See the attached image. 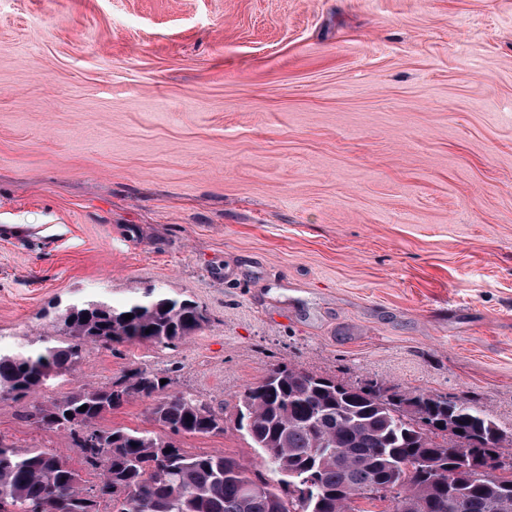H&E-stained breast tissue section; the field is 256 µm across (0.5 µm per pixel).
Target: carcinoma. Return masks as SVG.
I'll return each instance as SVG.
<instances>
[{"label": "carcinoma", "instance_id": "1", "mask_svg": "<svg viewBox=\"0 0 512 512\" xmlns=\"http://www.w3.org/2000/svg\"><path fill=\"white\" fill-rule=\"evenodd\" d=\"M206 321L195 302L155 287L122 305L63 308L54 322L64 335L41 339L37 351L0 348V401L72 373L89 343L176 346ZM161 379L138 368L109 385H82L33 405L28 418L69 432L103 479L90 493L57 455L0 441V512H98L105 496L112 512H367L359 499L387 500L390 512H512V466L495 479L484 466L489 454L512 459V452L502 446L500 425L470 399L422 391L383 396L376 383L349 386L273 369L248 390L238 414L239 428L279 476L276 487L232 457L192 454L148 431L96 427L103 415L142 398L154 400L153 420L173 435L224 431L222 414L167 391L170 383ZM452 420L456 431L439 427ZM306 475L314 477L312 499L299 484Z\"/></svg>", "mask_w": 512, "mask_h": 512}]
</instances>
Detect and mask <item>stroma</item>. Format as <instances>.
Wrapping results in <instances>:
<instances>
[{
    "instance_id": "35a3bbf8",
    "label": "stroma",
    "mask_w": 512,
    "mask_h": 512,
    "mask_svg": "<svg viewBox=\"0 0 512 512\" xmlns=\"http://www.w3.org/2000/svg\"><path fill=\"white\" fill-rule=\"evenodd\" d=\"M156 287L206 324L88 345L0 441L100 481L30 407L135 368L237 427L270 369L466 397L512 441V0H0V347ZM137 398L103 428L167 437Z\"/></svg>"
}]
</instances>
